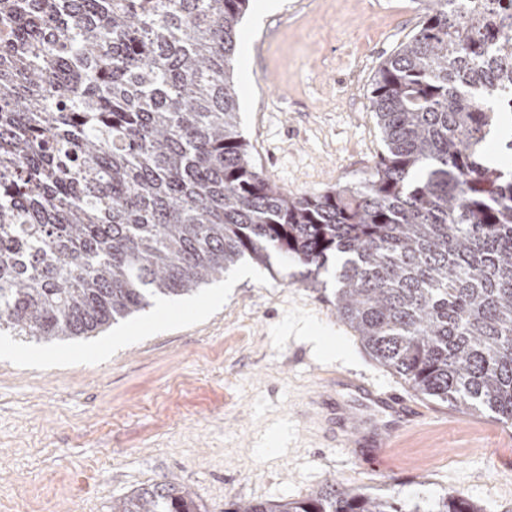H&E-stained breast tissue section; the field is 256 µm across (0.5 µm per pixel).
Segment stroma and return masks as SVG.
Returning a JSON list of instances; mask_svg holds the SVG:
<instances>
[{"mask_svg": "<svg viewBox=\"0 0 512 512\" xmlns=\"http://www.w3.org/2000/svg\"><path fill=\"white\" fill-rule=\"evenodd\" d=\"M260 5L240 23L234 62L254 163L292 196L360 184L384 150L371 82L416 28V0H280L264 16ZM271 263H241L169 313L1 354L0 512H112L153 482L187 488L205 512L329 482L422 506L459 492L480 512H512V427L493 418L412 395L422 421L378 458L323 438L308 399L353 400L327 386L331 373L410 389L337 317L335 283L311 288L297 265ZM215 287L223 299L196 315ZM374 471L383 482L368 481Z\"/></svg>", "mask_w": 512, "mask_h": 512, "instance_id": "stroma-1", "label": "stroma"}]
</instances>
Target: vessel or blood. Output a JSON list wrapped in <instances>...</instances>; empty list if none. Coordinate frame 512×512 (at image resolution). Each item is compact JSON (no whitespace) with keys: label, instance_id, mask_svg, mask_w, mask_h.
Wrapping results in <instances>:
<instances>
[{"label":"vessel or blood","instance_id":"obj_1","mask_svg":"<svg viewBox=\"0 0 512 512\" xmlns=\"http://www.w3.org/2000/svg\"><path fill=\"white\" fill-rule=\"evenodd\" d=\"M336 383L351 391L359 405L387 415L388 421L375 433L364 431V421L355 411L330 397H317L313 408L319 409L330 442L347 443L353 447L385 448L402 431L415 426L420 419L419 409L407 397L396 391H380L355 376L337 378Z\"/></svg>","mask_w":512,"mask_h":512}]
</instances>
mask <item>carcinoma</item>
I'll list each match as a JSON object with an SVG mask.
<instances>
[{
	"instance_id": "carcinoma-1",
	"label": "carcinoma",
	"mask_w": 512,
	"mask_h": 512,
	"mask_svg": "<svg viewBox=\"0 0 512 512\" xmlns=\"http://www.w3.org/2000/svg\"><path fill=\"white\" fill-rule=\"evenodd\" d=\"M371 107L385 150L358 188L290 197L253 163L233 61L250 0H0V331L95 336L248 257L319 276L416 394L512 425V0H419ZM112 512H201L147 484ZM224 512H480L328 483ZM507 131L508 126H505L501 132L491 135L486 145L487 153L491 152L497 157V163L492 165L505 172L512 169V152L506 151L502 145L504 137H509L510 133H512L511 129L509 134L506 133Z\"/></svg>"
}]
</instances>
